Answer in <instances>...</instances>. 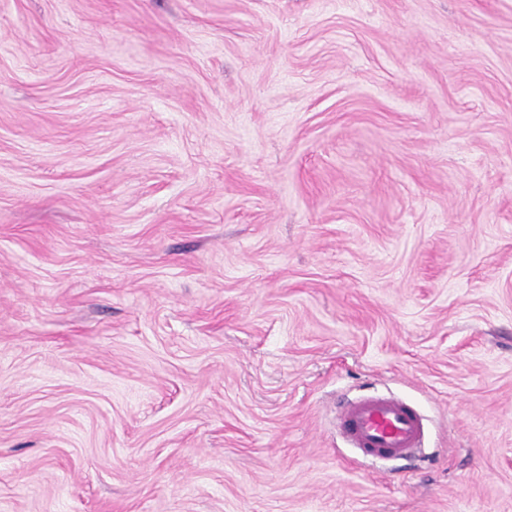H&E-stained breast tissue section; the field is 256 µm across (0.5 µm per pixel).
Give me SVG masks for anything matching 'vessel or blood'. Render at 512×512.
<instances>
[{
    "mask_svg": "<svg viewBox=\"0 0 512 512\" xmlns=\"http://www.w3.org/2000/svg\"><path fill=\"white\" fill-rule=\"evenodd\" d=\"M337 429L348 447L362 455L392 459L422 446L426 423L403 400L377 395L349 402L337 418Z\"/></svg>",
    "mask_w": 512,
    "mask_h": 512,
    "instance_id": "obj_1",
    "label": "vessel or blood"
}]
</instances>
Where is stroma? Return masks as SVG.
<instances>
[{"label": "stroma", "instance_id": "stroma-1", "mask_svg": "<svg viewBox=\"0 0 512 512\" xmlns=\"http://www.w3.org/2000/svg\"><path fill=\"white\" fill-rule=\"evenodd\" d=\"M0 512H512V0H0ZM337 429L349 448L367 457L392 459L421 448L426 423L403 400L377 395L349 402L337 418Z\"/></svg>", "mask_w": 512, "mask_h": 512}]
</instances>
